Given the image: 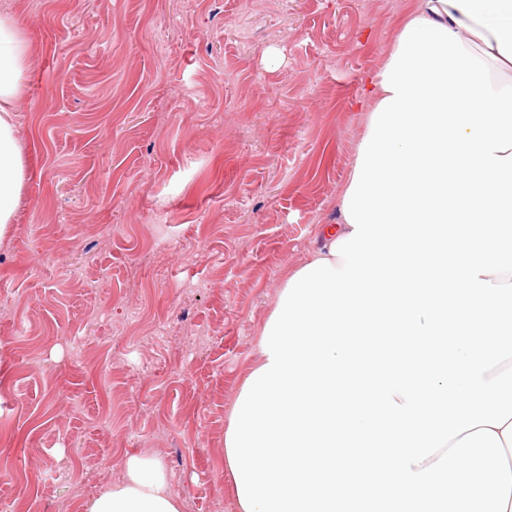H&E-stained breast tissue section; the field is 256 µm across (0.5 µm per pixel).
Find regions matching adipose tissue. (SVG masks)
<instances>
[{
	"label": "adipose tissue",
	"instance_id": "obj_1",
	"mask_svg": "<svg viewBox=\"0 0 512 512\" xmlns=\"http://www.w3.org/2000/svg\"><path fill=\"white\" fill-rule=\"evenodd\" d=\"M413 16L455 32L470 53L485 60L494 90L512 85V0H421ZM29 60V45L17 24L0 15V235L12 222L29 171L13 113ZM126 471V481L92 500L87 512H180L159 461L133 455Z\"/></svg>",
	"mask_w": 512,
	"mask_h": 512
}]
</instances>
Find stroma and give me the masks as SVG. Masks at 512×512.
I'll return each instance as SVG.
<instances>
[{"label":"stroma","instance_id":"obj_1","mask_svg":"<svg viewBox=\"0 0 512 512\" xmlns=\"http://www.w3.org/2000/svg\"><path fill=\"white\" fill-rule=\"evenodd\" d=\"M418 0H0L31 172L0 237V512H86L159 459L237 512L224 431L336 223L363 79Z\"/></svg>","mask_w":512,"mask_h":512}]
</instances>
